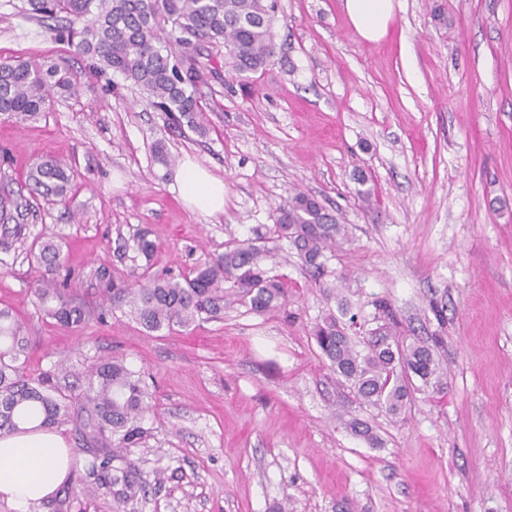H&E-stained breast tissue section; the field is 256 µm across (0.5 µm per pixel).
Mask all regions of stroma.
Segmentation results:
<instances>
[{"mask_svg": "<svg viewBox=\"0 0 512 512\" xmlns=\"http://www.w3.org/2000/svg\"><path fill=\"white\" fill-rule=\"evenodd\" d=\"M273 30L275 56L246 76L202 45L201 136L171 128L121 75L90 73L27 0H0V62L37 57L78 77L35 119L0 121V188H20L47 155L72 166L68 201L30 197L26 221L61 240L86 300H99L97 267L177 277L268 233L295 187L349 229L318 283L278 241L287 315L231 304L169 331L126 308L62 327L35 308L26 260L0 272L31 372L116 355L148 389L152 435L125 452L145 494L89 491L68 423L57 431L74 464L57 493L69 512H512V0H395L377 43L344 0H280ZM160 144L171 165L156 162ZM187 158L223 180V213L180 199ZM144 227L161 244L153 262L117 260V236ZM380 297L406 335L445 340L443 392L414 394L396 417L358 407L311 336L345 302L366 337Z\"/></svg>", "mask_w": 512, "mask_h": 512, "instance_id": "1", "label": "stroma"}]
</instances>
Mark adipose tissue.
I'll use <instances>...</instances> for the list:
<instances>
[{"label":"adipose tissue","mask_w":512,"mask_h":512,"mask_svg":"<svg viewBox=\"0 0 512 512\" xmlns=\"http://www.w3.org/2000/svg\"><path fill=\"white\" fill-rule=\"evenodd\" d=\"M345 11L364 40H383L395 11L394 0H344ZM182 201L192 210L215 215L224 210V182L191 160L175 174ZM71 452L56 432L29 421L24 431L0 435V499L25 512L51 496L65 480Z\"/></svg>","instance_id":"adipose-tissue-1"}]
</instances>
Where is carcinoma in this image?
<instances>
[{
	"label": "carcinoma",
	"mask_w": 512,
	"mask_h": 512,
	"mask_svg": "<svg viewBox=\"0 0 512 512\" xmlns=\"http://www.w3.org/2000/svg\"><path fill=\"white\" fill-rule=\"evenodd\" d=\"M33 14L59 23L57 31L77 54L90 59L95 71L108 68L124 76L146 94L169 125L206 133L200 107L203 66L198 47H224V67L235 75L264 69L276 53L273 22L277 0H28ZM180 31L178 49L163 41L166 24ZM69 73L36 59L0 62V117L26 121L40 114L58 89L71 88ZM74 174L67 162L48 158L33 166L28 190L44 197L66 200ZM23 204L11 193L0 195V212L13 210L19 223L0 225V269L13 268L8 256L16 245L25 247L33 272V294L39 310L64 327H79L106 315L102 303L126 305L149 331L189 327L198 320L221 319L224 296L256 312L288 313L287 289L270 274L272 257L267 238L230 242L224 252L205 259L188 274L147 277L133 284L102 268L96 277L101 305L81 301L77 288L60 279L67 268L62 246L39 233L31 235ZM348 230L313 196L293 189L279 207L274 234L291 240L303 264L317 278L324 272V251L336 236ZM134 250L151 262L158 244L141 231L133 243L120 238L117 254ZM383 324L362 345L352 341L335 315L317 321L311 331L329 369L347 385L358 404L398 415L416 391L444 389L442 369L433 344L418 337L407 339L396 328V315L384 298L375 301ZM28 337L12 313L0 309V434L20 430L29 417H41L40 426L71 423L91 460L87 476L97 488L111 491L120 502L144 492L138 468L122 450L149 436L143 425L148 393L137 372L120 356L100 359L87 367L81 393L71 395L60 384L62 370L26 371Z\"/></svg>",
	"instance_id": "1"
}]
</instances>
